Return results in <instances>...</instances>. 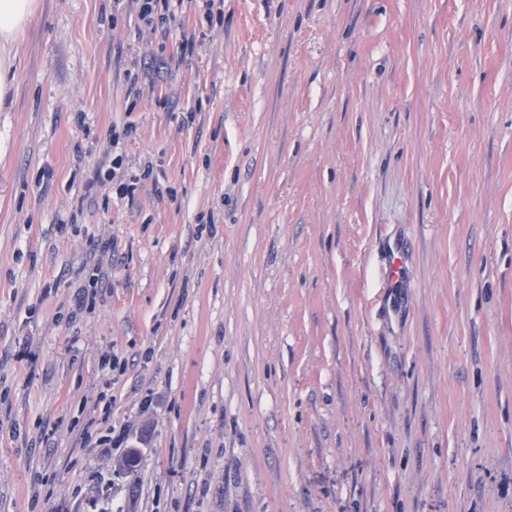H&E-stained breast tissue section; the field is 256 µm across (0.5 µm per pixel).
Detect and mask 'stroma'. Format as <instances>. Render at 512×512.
<instances>
[{"label": "stroma", "instance_id": "1", "mask_svg": "<svg viewBox=\"0 0 512 512\" xmlns=\"http://www.w3.org/2000/svg\"><path fill=\"white\" fill-rule=\"evenodd\" d=\"M223 11L14 44L0 512H512V0Z\"/></svg>", "mask_w": 512, "mask_h": 512}]
</instances>
